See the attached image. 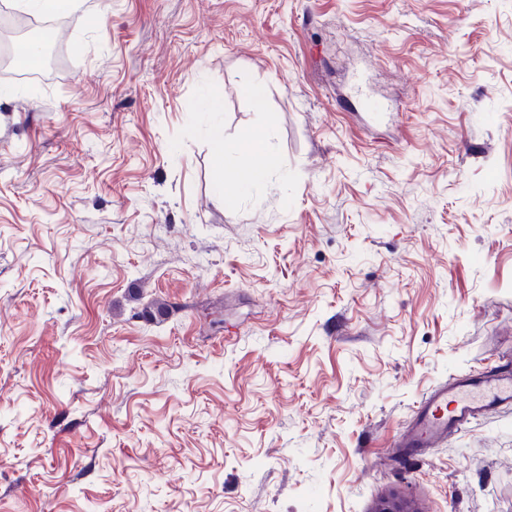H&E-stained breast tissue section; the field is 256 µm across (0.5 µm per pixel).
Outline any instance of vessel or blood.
<instances>
[{"instance_id":"vessel-or-blood-1","label":"vessel or blood","mask_w":512,"mask_h":512,"mask_svg":"<svg viewBox=\"0 0 512 512\" xmlns=\"http://www.w3.org/2000/svg\"><path fill=\"white\" fill-rule=\"evenodd\" d=\"M512 405V369L449 377L418 407L399 442L403 448H432L489 413Z\"/></svg>"}]
</instances>
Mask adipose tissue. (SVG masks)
Listing matches in <instances>:
<instances>
[{"label": "adipose tissue", "instance_id": "1", "mask_svg": "<svg viewBox=\"0 0 512 512\" xmlns=\"http://www.w3.org/2000/svg\"><path fill=\"white\" fill-rule=\"evenodd\" d=\"M215 167L226 174L225 203H234L243 190L264 183L277 168V158L264 147L263 134L257 129L243 131L234 142H227L222 125L209 131Z\"/></svg>", "mask_w": 512, "mask_h": 512}]
</instances>
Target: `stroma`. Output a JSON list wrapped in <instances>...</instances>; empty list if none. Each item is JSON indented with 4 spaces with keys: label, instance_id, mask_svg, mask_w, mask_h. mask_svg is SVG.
I'll return each mask as SVG.
<instances>
[{
    "label": "stroma",
    "instance_id": "1",
    "mask_svg": "<svg viewBox=\"0 0 512 512\" xmlns=\"http://www.w3.org/2000/svg\"><path fill=\"white\" fill-rule=\"evenodd\" d=\"M58 19L57 72L0 75V512H512V406L398 446L512 363V0ZM215 123L280 162L231 206ZM512 405V369L456 375L429 393L399 441L400 448H434L489 413ZM371 512H421V510L411 498L398 491H391L376 502Z\"/></svg>",
    "mask_w": 512,
    "mask_h": 512
}]
</instances>
